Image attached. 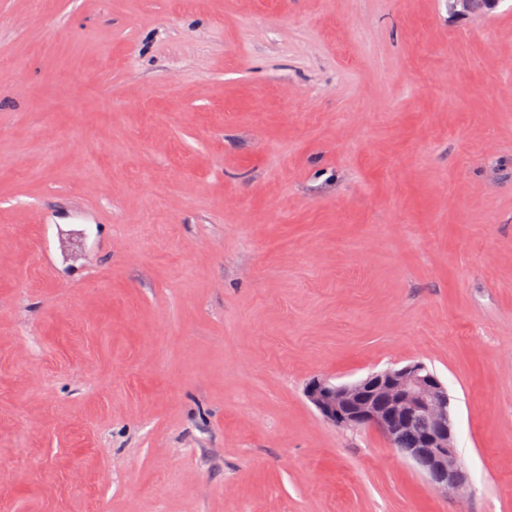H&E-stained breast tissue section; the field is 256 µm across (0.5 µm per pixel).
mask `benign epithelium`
Wrapping results in <instances>:
<instances>
[{
	"label": "benign epithelium",
	"instance_id": "obj_1",
	"mask_svg": "<svg viewBox=\"0 0 512 512\" xmlns=\"http://www.w3.org/2000/svg\"><path fill=\"white\" fill-rule=\"evenodd\" d=\"M500 0H455L461 15H481ZM306 394L320 415L334 426H370L410 460L435 487L462 492L467 472L458 463L450 418L448 389L426 365L410 362L370 374L352 384L312 382ZM431 418L430 428L401 447L404 428L414 418Z\"/></svg>",
	"mask_w": 512,
	"mask_h": 512
}]
</instances>
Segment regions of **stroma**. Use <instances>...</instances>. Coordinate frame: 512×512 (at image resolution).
<instances>
[{"label":"stroma","mask_w":512,"mask_h":512,"mask_svg":"<svg viewBox=\"0 0 512 512\" xmlns=\"http://www.w3.org/2000/svg\"><path fill=\"white\" fill-rule=\"evenodd\" d=\"M0 512H512V0H0ZM306 394L334 426L379 430L433 486L457 492L466 489L468 475L457 460L448 389L423 363L388 368L352 384L314 381ZM419 416L431 418L430 428L399 448L405 426Z\"/></svg>","instance_id":"obj_1"}]
</instances>
